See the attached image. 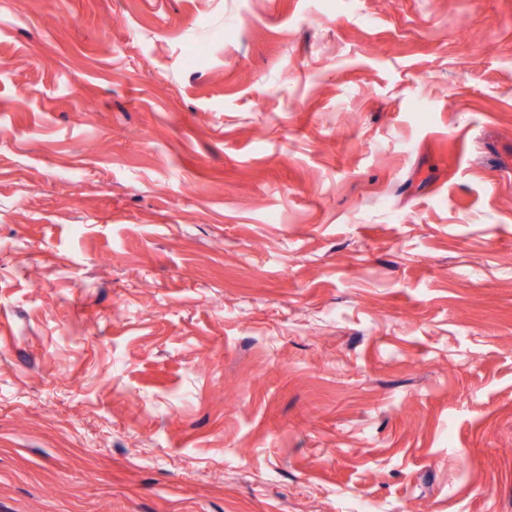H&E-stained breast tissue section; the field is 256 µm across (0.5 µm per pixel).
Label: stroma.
I'll use <instances>...</instances> for the list:
<instances>
[{"label": "stroma", "instance_id": "stroma-1", "mask_svg": "<svg viewBox=\"0 0 512 512\" xmlns=\"http://www.w3.org/2000/svg\"><path fill=\"white\" fill-rule=\"evenodd\" d=\"M512 512V0H0V512Z\"/></svg>", "mask_w": 512, "mask_h": 512}]
</instances>
